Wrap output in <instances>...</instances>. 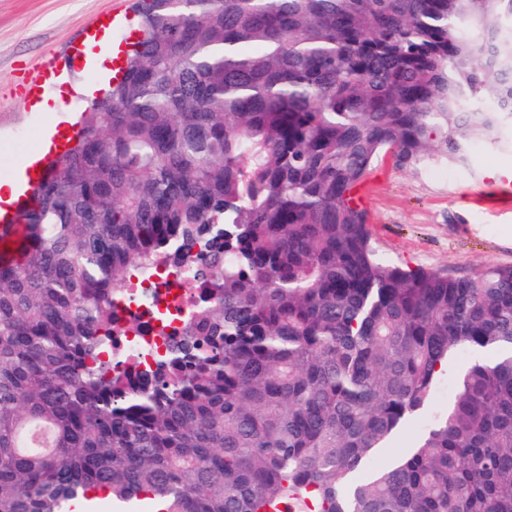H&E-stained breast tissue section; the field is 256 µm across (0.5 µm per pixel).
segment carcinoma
Returning <instances> with one entry per match:
<instances>
[{
  "instance_id": "obj_1",
  "label": "carcinoma",
  "mask_w": 512,
  "mask_h": 512,
  "mask_svg": "<svg viewBox=\"0 0 512 512\" xmlns=\"http://www.w3.org/2000/svg\"><path fill=\"white\" fill-rule=\"evenodd\" d=\"M134 7L124 77L0 226V512H512V266H391L356 197L383 153L512 140V0ZM187 260L207 295L167 355L101 360L112 293ZM444 374L448 413L355 480Z\"/></svg>"
}]
</instances>
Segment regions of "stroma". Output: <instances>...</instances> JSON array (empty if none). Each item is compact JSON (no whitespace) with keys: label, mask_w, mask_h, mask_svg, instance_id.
<instances>
[{"label":"stroma","mask_w":512,"mask_h":512,"mask_svg":"<svg viewBox=\"0 0 512 512\" xmlns=\"http://www.w3.org/2000/svg\"><path fill=\"white\" fill-rule=\"evenodd\" d=\"M127 2L0 0V177L43 129L68 130V117H79L87 106L67 86L57 112L32 111L24 99L25 84L39 79L44 62L63 63L89 23ZM497 166L512 168V147L475 142L465 165L437 162L400 168L391 157H381L363 189L378 257L403 268L450 276L512 265V193L503 192L502 179L490 178ZM453 402L447 383H440L427 408L375 449L358 479L411 452L424 439L430 421L444 415Z\"/></svg>","instance_id":"stroma-1"}]
</instances>
